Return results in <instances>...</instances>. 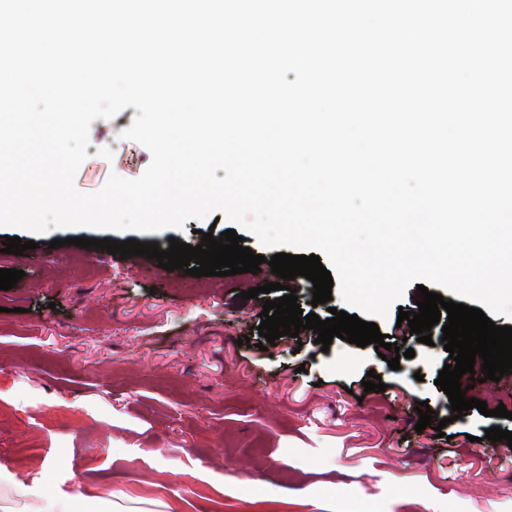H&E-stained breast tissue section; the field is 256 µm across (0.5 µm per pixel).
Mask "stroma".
Instances as JSON below:
<instances>
[{"label": "stroma", "instance_id": "stroma-1", "mask_svg": "<svg viewBox=\"0 0 512 512\" xmlns=\"http://www.w3.org/2000/svg\"><path fill=\"white\" fill-rule=\"evenodd\" d=\"M133 118L92 123L80 191L142 175L150 151L121 136ZM233 226L210 216L134 238L165 250ZM14 236L37 246L0 253V268L23 273L0 290V467L13 470L14 449L38 444L82 476L78 487L58 478L61 490L119 492L168 512H512V447L485 437L512 432V419L473 408L452 420L435 384L448 352L397 322L415 310L416 286L377 322L415 351L394 371L395 351L382 358L338 338L324 350L306 332L259 350L267 296L239 293L273 281L269 265L194 277L70 243L122 240L112 230L0 226V243ZM371 370L384 391L364 390ZM422 401L448 419L444 437L416 431Z\"/></svg>", "mask_w": 512, "mask_h": 512}]
</instances>
